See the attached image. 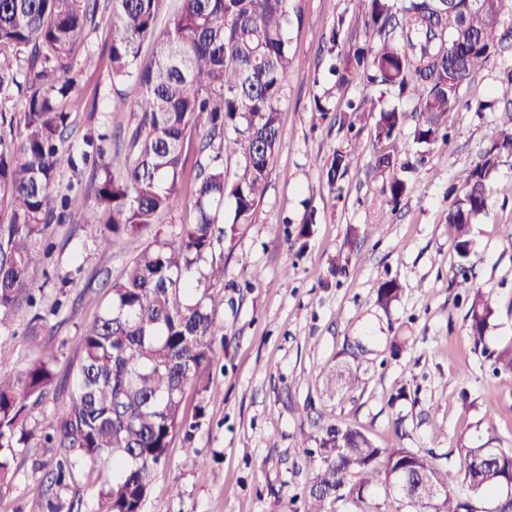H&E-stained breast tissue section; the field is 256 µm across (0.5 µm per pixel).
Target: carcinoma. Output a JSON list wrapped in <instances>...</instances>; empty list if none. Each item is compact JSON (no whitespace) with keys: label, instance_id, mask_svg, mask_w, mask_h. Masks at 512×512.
Listing matches in <instances>:
<instances>
[{"label":"carcinoma","instance_id":"obj_1","mask_svg":"<svg viewBox=\"0 0 512 512\" xmlns=\"http://www.w3.org/2000/svg\"><path fill=\"white\" fill-rule=\"evenodd\" d=\"M168 0H112V84L136 80L141 99L127 104L134 121L122 149H98L93 174L95 202L69 212L60 194L57 168L79 91L78 61L85 30L95 22L100 0H0V47L15 49L0 60V92L14 90L20 116L0 113V328L15 310L34 309L27 332L32 358L19 375L0 374V490L10 486L20 449L35 440L52 452L53 467L43 490L46 512H142L157 470L167 462L172 439H190L206 415L216 344L224 341L217 322L224 296L212 292L224 280V263L208 260L221 241H233L254 214L282 148L281 105L288 94L292 58L284 24L293 14L305 20L302 0H181L162 32H157ZM366 5L365 27L380 37L376 48L342 47L343 21L325 34L332 57L329 73L341 85L359 77L385 86L412 104L413 140L430 147L446 140L443 117L461 101L459 91L502 46L499 28L512 19V0H359ZM153 62L138 65L144 44ZM377 113L374 138L393 139L406 120L396 108L374 99L348 103L340 125L349 132L362 114ZM504 155L512 156V126L495 127L478 161L465 170L467 188L448 209V234L462 274L455 281L467 311L469 336L492 360L494 372L512 375V348L487 351L485 337L494 316L489 294L464 274L471 253L470 225L489 206L487 181ZM195 222L177 234L156 226L159 214L182 201L189 158ZM238 171L226 178L224 162ZM351 153L333 151L324 172L331 187L351 166ZM375 166L390 174L384 187L396 205L409 190L388 153ZM233 216L224 220V199ZM87 224L106 250L128 236L150 238L112 282V298L80 337L81 359L69 403L43 423L29 426L33 413L57 399L68 378L56 372V355L39 341L47 324L28 278L34 248L52 224ZM401 285L384 282L377 303L397 300ZM193 391L198 402L185 408ZM320 453L300 448L317 467L306 492L307 512L346 499L358 485L379 487L385 497L410 502L404 465L418 477L442 486V512H477L472 501L500 497L512 478V451L479 445L466 450L462 469L438 467L430 454L408 448H381L357 429L328 427ZM102 467L97 496L86 501L64 496L85 466ZM470 492L455 495L456 483Z\"/></svg>","mask_w":512,"mask_h":512}]
</instances>
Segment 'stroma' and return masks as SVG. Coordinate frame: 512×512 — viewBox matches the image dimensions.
<instances>
[{"label":"stroma","instance_id":"35a3bbf8","mask_svg":"<svg viewBox=\"0 0 512 512\" xmlns=\"http://www.w3.org/2000/svg\"><path fill=\"white\" fill-rule=\"evenodd\" d=\"M304 6V23L286 27L293 68L281 112L283 147L250 224L234 242L215 247L224 261V280L216 286L224 296L218 313L224 349L206 417L192 441H172L142 512H304L313 471L298 446L330 425L358 428L383 447L433 452L439 466L454 471L467 448L512 449V377L494 375L468 334L447 224L453 195L465 193L461 173L485 148L489 129L512 120V106L496 100L500 78L512 68V20L501 26L508 35L504 50L461 91L463 101L493 99L496 107L448 112L447 143L427 150L424 164L407 175L409 192L392 206L374 157L415 152L413 121L380 144L373 117L365 115L357 122L359 137L351 139L338 122L317 121L314 100L328 97L339 110L365 97L406 111L412 104L364 81L337 88L329 77L315 79L322 36L333 21H342L346 45L373 47L378 38L366 30L358 0H304ZM111 41L103 11L84 40L95 63L84 68L73 104L66 145L76 156L91 137L101 138L109 153L122 147L131 122L125 104L142 94L135 82L113 84ZM338 149L353 153L339 196L312 166ZM92 171L89 162L60 164L57 179L68 188L73 211L94 202ZM488 189V211L470 227L467 274L494 302L486 344L499 350L512 347V157L501 159ZM309 212L315 223L306 245L287 240V226H299ZM358 224L369 225V236L354 244L345 273L331 274L348 226ZM48 239L52 256H36L30 275L45 303L67 298L44 340L58 352L57 372L71 374L82 332L110 297L107 280L121 275L142 242L106 251L84 224L52 225ZM392 279L402 293L380 308L377 290ZM28 319L20 310L10 333H0L1 372L25 368ZM346 365L361 378L356 389L335 385L337 369ZM46 457L44 449H24L11 487L0 491V512H41L43 475L32 462Z\"/></svg>","mask_w":512,"mask_h":512}]
</instances>
